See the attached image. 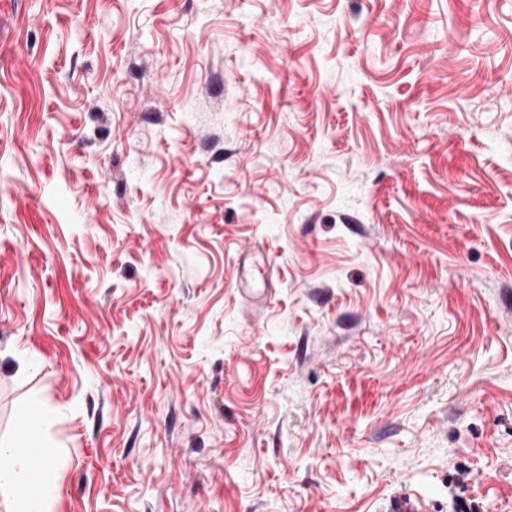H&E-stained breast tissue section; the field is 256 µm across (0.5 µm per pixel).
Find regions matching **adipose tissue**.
Returning <instances> with one entry per match:
<instances>
[{
  "label": "adipose tissue",
  "mask_w": 512,
  "mask_h": 512,
  "mask_svg": "<svg viewBox=\"0 0 512 512\" xmlns=\"http://www.w3.org/2000/svg\"><path fill=\"white\" fill-rule=\"evenodd\" d=\"M50 422L47 411L39 410L22 434L0 440V496L7 498L8 512H52L59 488L57 449L39 434Z\"/></svg>",
  "instance_id": "1"
}]
</instances>
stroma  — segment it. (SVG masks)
Listing matches in <instances>:
<instances>
[{"mask_svg": "<svg viewBox=\"0 0 512 512\" xmlns=\"http://www.w3.org/2000/svg\"><path fill=\"white\" fill-rule=\"evenodd\" d=\"M0 47V437L53 512H512V0H28ZM51 423L46 409L26 421L23 433L0 440V496L9 502L7 512H52L54 494L59 488L57 449L38 431ZM35 468L40 472L37 489L30 485Z\"/></svg>", "mask_w": 512, "mask_h": 512, "instance_id": "obj_1", "label": "stroma"}]
</instances>
